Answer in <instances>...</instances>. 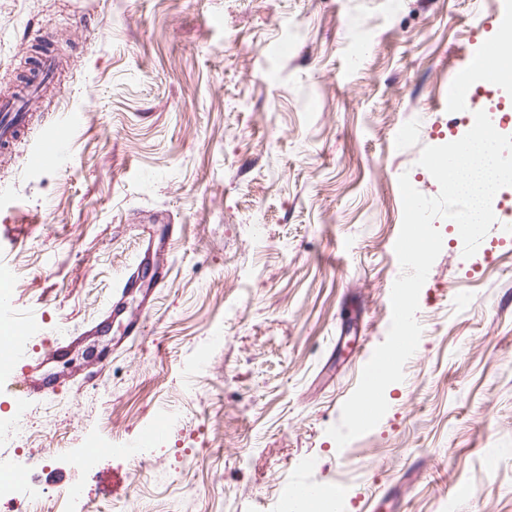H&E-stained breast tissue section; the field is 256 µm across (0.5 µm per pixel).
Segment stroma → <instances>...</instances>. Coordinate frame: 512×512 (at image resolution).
Returning a JSON list of instances; mask_svg holds the SVG:
<instances>
[{"mask_svg": "<svg viewBox=\"0 0 512 512\" xmlns=\"http://www.w3.org/2000/svg\"><path fill=\"white\" fill-rule=\"evenodd\" d=\"M0 0V95L36 47L64 50L29 146L73 126L63 161L0 157V262L32 379L0 377V417L30 415L46 462L27 494L56 498L93 451L89 506L112 512H281L297 476L398 512H512V223L471 259L447 220L419 297L423 334L389 409L337 447L401 268L392 244L408 174L498 0ZM168 224L169 274L144 334L112 324L144 227ZM61 353L48 354L51 344ZM169 415L138 462L126 443Z\"/></svg>", "mask_w": 512, "mask_h": 512, "instance_id": "obj_1", "label": "stroma"}]
</instances>
